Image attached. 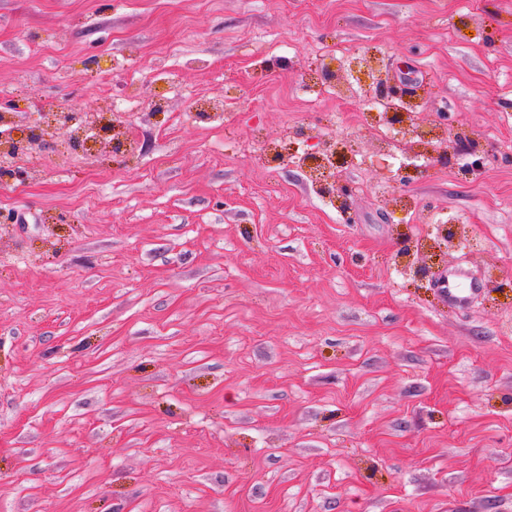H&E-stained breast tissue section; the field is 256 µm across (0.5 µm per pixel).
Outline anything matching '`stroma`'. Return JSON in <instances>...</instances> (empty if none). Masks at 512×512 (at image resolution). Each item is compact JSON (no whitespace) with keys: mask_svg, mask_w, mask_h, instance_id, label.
I'll return each mask as SVG.
<instances>
[{"mask_svg":"<svg viewBox=\"0 0 512 512\" xmlns=\"http://www.w3.org/2000/svg\"><path fill=\"white\" fill-rule=\"evenodd\" d=\"M62 107L126 139L0 187V512H512V0H0V116ZM378 80L379 81L377 90L380 95L391 98H406L417 95L416 88H410L408 86H399L382 78H378ZM379 94H376V96L373 98L370 105L371 110H375L377 112L398 113V121L410 119L412 113L404 103L397 100H389L383 96H380ZM468 276L460 269L448 272L437 284L441 294L448 303L458 307H466L481 292L480 285L471 280L469 288H462L461 280Z\"/></svg>","mask_w":512,"mask_h":512,"instance_id":"stroma-1","label":"stroma"}]
</instances>
